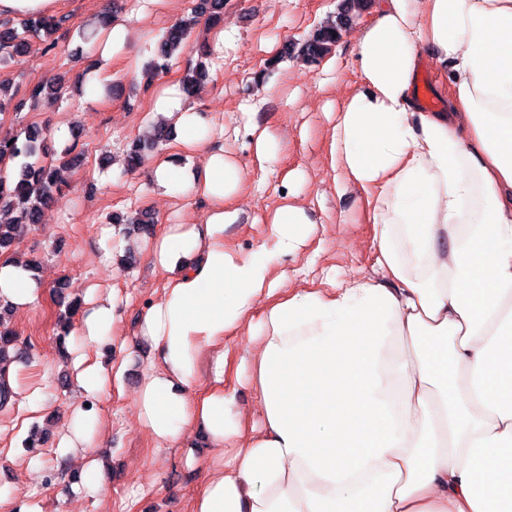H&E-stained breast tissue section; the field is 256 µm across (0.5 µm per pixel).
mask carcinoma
<instances>
[{"label": "carcinoma", "mask_w": 512, "mask_h": 512, "mask_svg": "<svg viewBox=\"0 0 512 512\" xmlns=\"http://www.w3.org/2000/svg\"><path fill=\"white\" fill-rule=\"evenodd\" d=\"M223 8L222 0H201V4L191 9L187 18L170 26L162 36L157 50V61L151 66L154 75L167 72L171 59L184 53L191 30L200 21L216 23ZM361 12V0H342L336 19L312 28L300 42L290 45L289 51L294 57L307 64L321 62L339 41L337 34L350 25ZM30 31L52 36L59 27V21L53 16L28 19ZM30 48L27 39L0 21V62L7 63L25 55ZM206 80V73L198 67L187 65L181 79L183 91L196 95ZM46 133L38 126H31L25 135L0 134V165L8 161L17 163L18 175L13 180L0 176V206L11 211L14 218L9 224H0V249H7L15 236L22 231L41 224L42 215L53 200L55 192L66 185L62 171L75 164L78 157L65 159L76 145H71L65 155L52 161L41 157L44 151ZM15 347V336L6 326V318L0 314V402H6L11 390L5 384L7 365L13 357L9 348Z\"/></svg>", "instance_id": "1"}]
</instances>
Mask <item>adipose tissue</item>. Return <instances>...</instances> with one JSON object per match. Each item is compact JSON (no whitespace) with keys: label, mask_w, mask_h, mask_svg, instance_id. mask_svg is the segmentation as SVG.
<instances>
[{"label":"adipose tissue","mask_w":512,"mask_h":512,"mask_svg":"<svg viewBox=\"0 0 512 512\" xmlns=\"http://www.w3.org/2000/svg\"><path fill=\"white\" fill-rule=\"evenodd\" d=\"M354 42L362 85L329 161L337 191L366 195L369 276L283 288L278 260L315 231L300 205L278 207L248 252L226 245L224 204L250 172L210 148L191 108L157 102L203 152L197 176L159 162L157 186L212 203L204 223L143 243L156 268L184 265L141 316L154 355L137 406L156 448L200 432L212 450L186 459L204 471L187 512H512V0H382ZM427 52L450 90L436 111L416 90ZM41 291L0 258L1 303L21 311ZM117 307L112 295L80 314L81 344L115 335ZM96 433L78 409L59 440L93 495Z\"/></svg>","instance_id":"ef3b65f1"}]
</instances>
